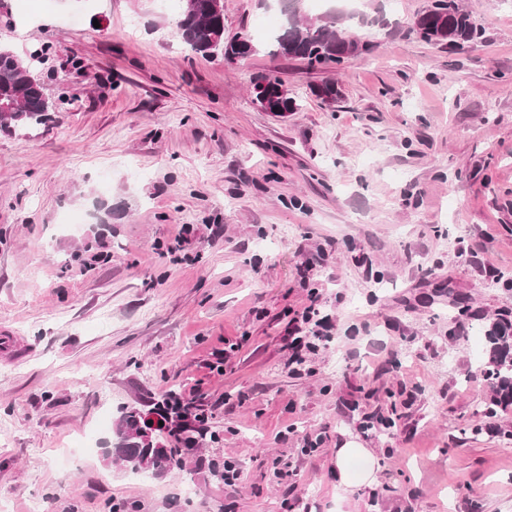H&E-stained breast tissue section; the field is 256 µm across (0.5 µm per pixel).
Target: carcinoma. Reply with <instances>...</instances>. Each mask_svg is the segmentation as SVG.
<instances>
[{"instance_id": "obj_1", "label": "carcinoma", "mask_w": 512, "mask_h": 512, "mask_svg": "<svg viewBox=\"0 0 512 512\" xmlns=\"http://www.w3.org/2000/svg\"><path fill=\"white\" fill-rule=\"evenodd\" d=\"M182 12L178 20V31L192 51L211 56L224 52L228 46L238 57H248L256 51L251 39L239 37L224 42V14L210 10L211 0H181ZM285 22L274 34L271 47L276 55L288 59H303L314 66L334 63L336 65L356 56L360 42L353 36L341 33L336 28V11L327 19L312 21L301 13V0H279ZM421 39L428 44L461 47L482 38L483 30L460 4L450 0L443 10H425L414 20ZM9 106L12 112L10 123L3 130L14 132L32 124H40L52 111L45 97L38 72L33 66L23 63L7 44L0 43V113L1 105ZM491 345L488 369L485 370L490 386L495 393L493 404H512V313L503 314L487 330ZM142 415L137 409L122 412L116 433L125 437L136 430ZM128 444L122 443L112 449L111 459L130 467L134 473L159 471L167 473L183 467V459L176 448L165 453H154L148 457L126 454Z\"/></svg>"}]
</instances>
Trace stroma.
<instances>
[{"label": "stroma", "instance_id": "1", "mask_svg": "<svg viewBox=\"0 0 512 512\" xmlns=\"http://www.w3.org/2000/svg\"><path fill=\"white\" fill-rule=\"evenodd\" d=\"M461 2L484 39L451 51L413 28L431 0H305L364 43L313 68L270 54L277 0H224L236 60L162 0H0L57 104L0 131V336L27 350L0 355L6 512H512V406L485 414L477 372L512 308V0ZM268 72L299 111L253 105ZM312 300L335 327L293 375ZM171 390L209 431L134 479L104 447ZM350 441L372 484L339 486Z\"/></svg>", "mask_w": 512, "mask_h": 512}]
</instances>
